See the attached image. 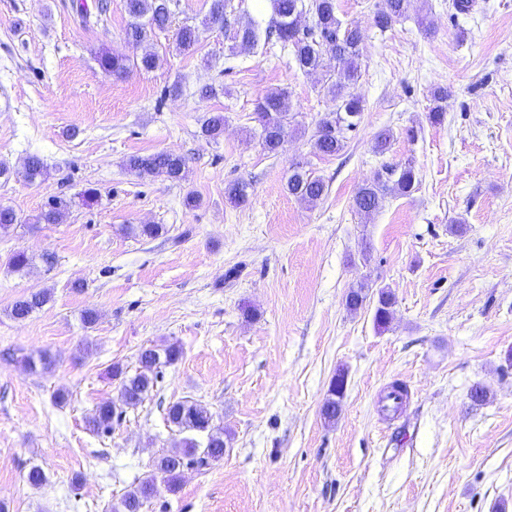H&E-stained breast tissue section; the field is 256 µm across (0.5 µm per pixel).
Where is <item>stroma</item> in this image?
Segmentation results:
<instances>
[{
    "mask_svg": "<svg viewBox=\"0 0 512 512\" xmlns=\"http://www.w3.org/2000/svg\"><path fill=\"white\" fill-rule=\"evenodd\" d=\"M336 3L365 35L350 88L365 110L343 151L322 157L312 136L335 103L318 76L280 44L233 46L238 22L268 23L262 0H231L220 23L207 22V0H172L174 25L199 29L190 55L169 30L128 43L124 0L86 24L73 0H0V206L21 219L0 233L5 512H112L178 445L165 409L181 400L223 427L224 456L184 470L177 491L158 484L144 512H512V0H472L466 14L453 0H413L384 32L377 0ZM146 48L156 67L122 80L97 62ZM205 86L215 96L200 99ZM441 86L445 120L433 124ZM276 88L294 118L272 155L253 112ZM211 112L225 117L215 141L201 132ZM385 128L394 141L380 155ZM162 151L187 158L184 181L124 166ZM32 154L48 169L35 184L22 176ZM408 161L410 195L355 212L360 185ZM299 162L326 186L316 203L286 188ZM237 181L251 185L241 206L224 194ZM54 196L71 202L62 221L35 223ZM129 224L164 230L135 238ZM18 249L32 262L14 272L5 262ZM362 281L394 292L387 327L374 303L347 310ZM43 289L45 306L12 318L18 298ZM173 342L183 355L151 396L93 432L97 406L118 399L112 365L135 370L140 348ZM41 353L51 367L27 369ZM340 370L329 424L321 406ZM396 381L409 397L392 416L381 398ZM478 382L490 390L482 404L469 398ZM34 467L46 475L38 487L26 480ZM344 397V377L339 374L334 381L331 382L328 396L322 407V415L326 422L334 423L339 416Z\"/></svg>",
    "mask_w": 512,
    "mask_h": 512,
    "instance_id": "35a3bbf8",
    "label": "stroma"
}]
</instances>
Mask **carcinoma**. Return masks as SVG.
Listing matches in <instances>:
<instances>
[{"instance_id": "cac0c4a2", "label": "carcinoma", "mask_w": 512, "mask_h": 512, "mask_svg": "<svg viewBox=\"0 0 512 512\" xmlns=\"http://www.w3.org/2000/svg\"><path fill=\"white\" fill-rule=\"evenodd\" d=\"M272 18L264 28L255 23L238 27L236 38L243 47H256L262 42L275 40L292 52L296 66L306 73H319L323 76V90L331 94L336 107L318 123L314 134L315 152L323 156H334L345 147L348 133L359 125L364 112L363 102L345 92L361 77V45L363 34L359 26L343 24L337 16L336 0H270ZM411 0H381L374 14V26L385 32L406 17ZM126 9L131 22L126 28L129 42L141 45L146 41L147 32L163 31L171 23V10L168 0H126ZM314 15L315 26L304 33L292 27L291 21L302 12ZM176 46L183 52L195 49L199 42L197 27L183 25L179 28ZM103 71L116 79H124L134 69L151 70L156 66L157 56L150 50L144 51L140 59L130 60L126 55L103 51L98 55ZM291 104L288 93L274 89L265 94L255 106V119L260 126L263 149L276 154L288 138V125L291 123ZM202 133L212 139L224 133V116L216 114L202 124ZM125 167L141 179L161 178L170 182H180L187 176V160L184 156L156 152L133 154L125 160ZM386 179H377L358 188L353 198V206L360 214L369 215L383 208L387 195L394 193L408 195L415 187V172L412 165L384 167ZM29 183L47 176L43 161L36 155L27 157L23 172ZM288 192L298 199L314 203L325 193L324 182L302 170L297 165L288 177ZM228 198L244 204L249 199L248 184L235 182L225 188ZM68 204L61 198L50 199L36 217L39 224H57L67 210ZM50 299V294L38 291L29 297L16 301L11 308V316L17 320L27 318ZM367 299L365 288H352L345 296L347 309H360ZM395 295L388 287L379 289L374 320L384 326L391 316ZM182 357V349L170 343L162 349L144 347L138 353L139 367L135 373L125 371L121 366H112V376L120 380V402L123 406L135 407L145 401L157 386L160 373L144 363L160 360L162 366H171ZM344 397V377L338 375L331 382L328 396L322 407L326 422L333 423L339 416ZM117 406L106 402L97 407L89 420V426L98 433H108ZM167 422L181 432L206 435L201 442L192 436L184 438L182 446L170 448L154 462V474L140 481L124 494L120 512H142L155 492L156 475L168 484L170 491L179 488L183 470L197 465L202 467L208 459L215 461L224 456V432L212 426L213 415L197 403L178 401L166 408Z\"/></svg>"}]
</instances>
